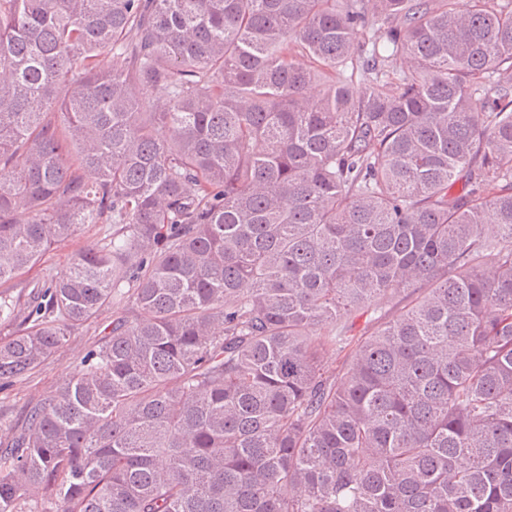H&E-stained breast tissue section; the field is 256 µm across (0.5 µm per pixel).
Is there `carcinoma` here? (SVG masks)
<instances>
[{"mask_svg":"<svg viewBox=\"0 0 512 512\" xmlns=\"http://www.w3.org/2000/svg\"><path fill=\"white\" fill-rule=\"evenodd\" d=\"M0 286V512H512V0H0ZM100 231L101 224L85 225L72 241L46 253L37 265L30 270H26L17 281L30 283L31 285L40 283L41 285L49 272L53 275H60L67 269L74 254L93 244ZM113 307L106 308L101 316L87 323L28 379L0 390V422L6 426L20 425V413L24 406L53 391L61 378L76 373L84 352L95 345L100 336L101 319L112 321Z\"/></svg>","mask_w":512,"mask_h":512,"instance_id":"1","label":"carcinoma"}]
</instances>
